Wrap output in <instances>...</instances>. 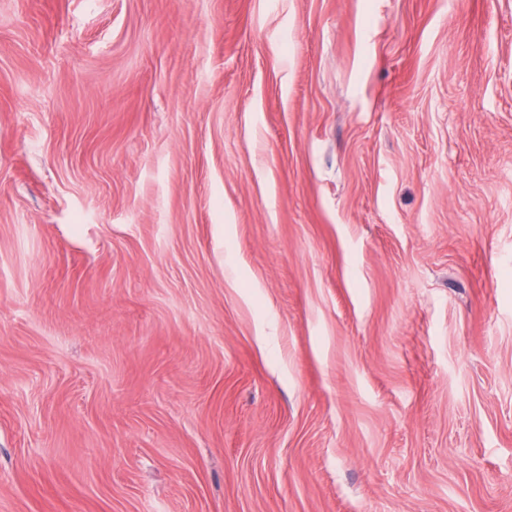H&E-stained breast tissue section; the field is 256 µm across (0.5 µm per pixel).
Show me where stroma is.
Listing matches in <instances>:
<instances>
[{
    "mask_svg": "<svg viewBox=\"0 0 512 512\" xmlns=\"http://www.w3.org/2000/svg\"><path fill=\"white\" fill-rule=\"evenodd\" d=\"M0 512H512V0H0Z\"/></svg>",
    "mask_w": 512,
    "mask_h": 512,
    "instance_id": "stroma-1",
    "label": "stroma"
}]
</instances>
